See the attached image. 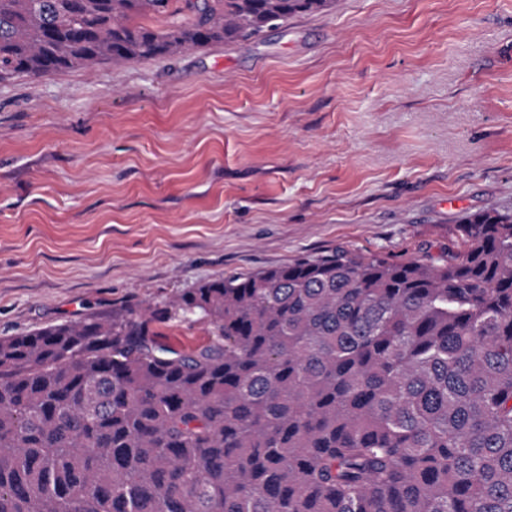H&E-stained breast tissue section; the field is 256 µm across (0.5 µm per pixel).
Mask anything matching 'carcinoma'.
<instances>
[{
	"instance_id": "carcinoma-1",
	"label": "carcinoma",
	"mask_w": 512,
	"mask_h": 512,
	"mask_svg": "<svg viewBox=\"0 0 512 512\" xmlns=\"http://www.w3.org/2000/svg\"><path fill=\"white\" fill-rule=\"evenodd\" d=\"M332 0H0V78L177 56ZM162 17L161 29L148 21ZM0 338V512H512V214ZM180 351L154 324L196 315ZM193 321H181L173 319L165 323L154 325L158 333L157 339L174 348H192L206 343L211 336V327L208 323L195 316Z\"/></svg>"
}]
</instances>
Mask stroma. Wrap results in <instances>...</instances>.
Wrapping results in <instances>:
<instances>
[{
    "mask_svg": "<svg viewBox=\"0 0 512 512\" xmlns=\"http://www.w3.org/2000/svg\"><path fill=\"white\" fill-rule=\"evenodd\" d=\"M512 212V0H338L176 57L0 80V337ZM206 343L200 318L156 324Z\"/></svg>",
    "mask_w": 512,
    "mask_h": 512,
    "instance_id": "1",
    "label": "stroma"
}]
</instances>
